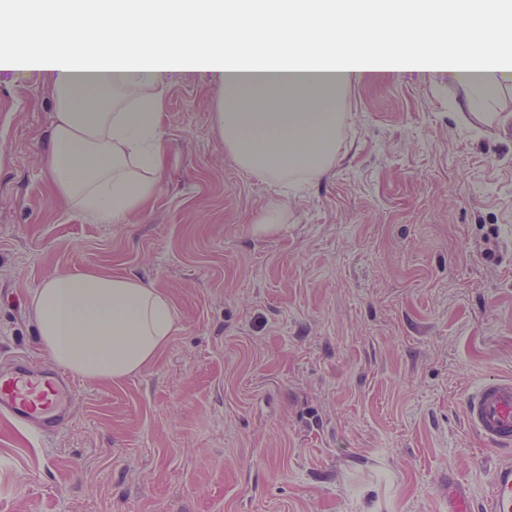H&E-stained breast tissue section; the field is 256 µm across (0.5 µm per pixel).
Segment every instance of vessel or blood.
I'll return each mask as SVG.
<instances>
[{"instance_id":"obj_1","label":"vessel or blood","mask_w":512,"mask_h":512,"mask_svg":"<svg viewBox=\"0 0 512 512\" xmlns=\"http://www.w3.org/2000/svg\"><path fill=\"white\" fill-rule=\"evenodd\" d=\"M75 391L73 377L15 361L0 372V417L39 435L53 432L70 420ZM464 412L470 429L491 447L512 449V378L483 382L467 396ZM448 512H512V461L497 464L480 505L457 476H449Z\"/></svg>"}]
</instances>
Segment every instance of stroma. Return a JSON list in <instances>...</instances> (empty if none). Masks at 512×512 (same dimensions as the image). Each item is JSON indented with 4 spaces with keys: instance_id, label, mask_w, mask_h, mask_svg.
<instances>
[{
    "instance_id": "stroma-1",
    "label": "stroma",
    "mask_w": 512,
    "mask_h": 512,
    "mask_svg": "<svg viewBox=\"0 0 512 512\" xmlns=\"http://www.w3.org/2000/svg\"><path fill=\"white\" fill-rule=\"evenodd\" d=\"M466 92L371 74L321 173L261 176L217 132L223 86L174 75L160 190L98 224L43 164L52 85L0 70V362L53 368L26 304L58 273L138 276L177 316L52 437L0 418V512H447L451 474L483 500L499 456L463 406L512 378V82L464 121Z\"/></svg>"
}]
</instances>
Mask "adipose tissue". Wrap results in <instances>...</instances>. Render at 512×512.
I'll return each instance as SVG.
<instances>
[{
    "label": "adipose tissue",
    "instance_id": "adipose-tissue-1",
    "mask_svg": "<svg viewBox=\"0 0 512 512\" xmlns=\"http://www.w3.org/2000/svg\"><path fill=\"white\" fill-rule=\"evenodd\" d=\"M61 42L17 50L46 25L41 8L0 4V56L57 92L43 162L58 195L121 224L160 189L162 101L144 94L174 65L216 74L224 145L256 174L319 173L343 120L338 94L394 63L422 61L424 33L464 16L441 51L473 95L512 79V0H55ZM159 29L144 49L137 33ZM110 50H103V43ZM27 308L53 360L84 382L142 373L177 326L169 295L133 275L47 279Z\"/></svg>",
    "mask_w": 512,
    "mask_h": 512
}]
</instances>
